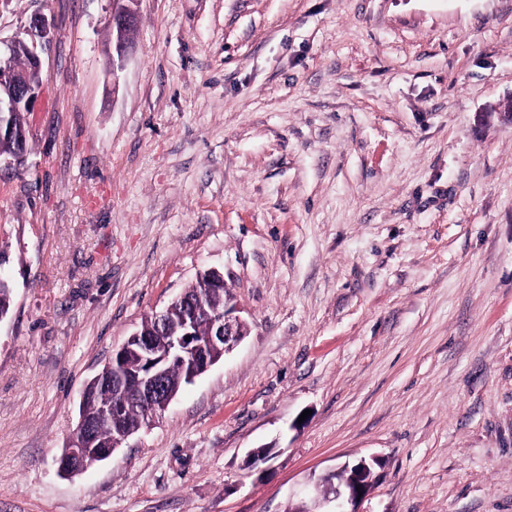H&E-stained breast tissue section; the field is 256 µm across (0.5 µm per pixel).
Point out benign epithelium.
Listing matches in <instances>:
<instances>
[{"label":"benign epithelium","instance_id":"obj_1","mask_svg":"<svg viewBox=\"0 0 512 512\" xmlns=\"http://www.w3.org/2000/svg\"><path fill=\"white\" fill-rule=\"evenodd\" d=\"M112 2V80H117L123 61L130 47L128 32L138 20L135 4L139 0H110ZM54 25L48 17L36 11L27 24L9 40L0 39V131L8 121V113L23 110L33 111L42 90V54L53 42ZM24 48L28 68L19 71L13 66L18 48ZM177 300L183 304L177 318L163 310L154 314L159 331L166 340L156 342L144 332L131 334L118 348L113 350L112 385L120 390L131 389L135 397L145 404L148 414L154 418L164 412L175 398L166 382L167 365L179 363L189 366L187 380L192 382L218 361L212 350L218 348L222 354L232 351L247 336L249 328L245 320L237 315L238 308L230 299H224V310L208 315L210 328L205 339L196 337V330L203 314L202 297L195 299L181 294ZM190 340H185V337ZM135 351L146 368L133 386H128L125 375L118 366L126 351ZM124 402L116 400L99 408L97 419L117 422L123 414ZM96 423L79 415L70 440L58 459L60 472L74 475L82 470L81 458L85 449L95 440ZM379 463L375 457L360 458L346 462L341 467L339 483L324 478L328 489L323 500L313 505L303 501L291 512H359L358 504L371 490L373 466Z\"/></svg>","mask_w":512,"mask_h":512}]
</instances>
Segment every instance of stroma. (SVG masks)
<instances>
[{"instance_id": "35a3bbf8", "label": "stroma", "mask_w": 512, "mask_h": 512, "mask_svg": "<svg viewBox=\"0 0 512 512\" xmlns=\"http://www.w3.org/2000/svg\"><path fill=\"white\" fill-rule=\"evenodd\" d=\"M55 27L0 167V512H512V0H0ZM214 269L250 324L111 459L85 384ZM265 444L274 455L248 465ZM112 2V74L118 76L130 47L128 32L138 20L135 4L139 0H110ZM379 463L376 457L370 459L360 458L353 462H345L341 467L339 475V483L335 485L331 482L333 477L324 478L327 483L328 489L322 502L309 505L307 502L302 501L301 504L291 509V512H361L358 510V504L366 497L371 490L373 482V466ZM360 487V491L356 490ZM362 492V496H359ZM334 507L331 508V504ZM329 505V508L324 510L323 505Z\"/></svg>"}]
</instances>
